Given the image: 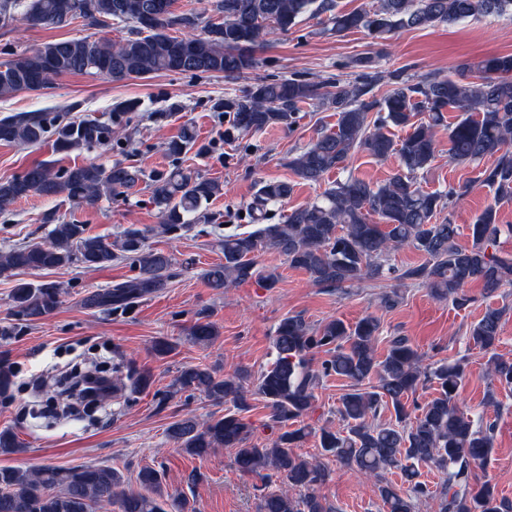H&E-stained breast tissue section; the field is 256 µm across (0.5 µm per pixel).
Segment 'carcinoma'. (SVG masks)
Masks as SVG:
<instances>
[{
  "instance_id": "1",
  "label": "carcinoma",
  "mask_w": 512,
  "mask_h": 512,
  "mask_svg": "<svg viewBox=\"0 0 512 512\" xmlns=\"http://www.w3.org/2000/svg\"><path fill=\"white\" fill-rule=\"evenodd\" d=\"M176 0H0V22L21 15L31 25L66 27L80 19L89 26L109 27L128 22L134 36L113 46L90 36L46 43L0 61V96L40 91L56 77L86 73L108 80L142 77L155 72L222 74L238 78L254 68L253 47L275 30L286 31L306 13L324 14L327 30L338 35L365 30L377 38L397 29H424L469 18L512 14V0H380L374 11L336 10L335 0H211L214 17L202 21L194 11L176 12ZM202 28L193 37L178 36L180 28ZM477 80L432 77L403 84L382 99L368 97L372 83H326L309 79L262 81L242 94L224 96L223 109L235 131L263 132L277 124L294 126L302 106L321 99L336 109V128L293 155L288 167L300 180L319 183L333 170H342L354 151L377 160L398 157L399 169L381 184L349 175L325 190L313 202L296 207L281 223L268 222V206L284 201L294 184H262L251 206V231L224 235V261L203 270L202 278L215 289L229 288L253 278L271 288L278 277L257 266V255L275 251L304 271L315 286L343 289L364 279L392 280L400 285L422 284L458 308L470 297L465 287L482 283L487 294L512 282V254L498 250L502 232L498 206L512 201V55H493L479 61ZM139 101L127 100L106 118L63 122L44 110L16 112L0 118V142L36 146L49 137L57 153L112 147V125L138 110ZM421 112L428 119H418ZM457 113L448 124V157L458 164L493 163L478 169L476 180L494 188L495 200L469 225L472 243H456L459 227L435 222L448 201L458 196L428 192L418 173L436 157L435 127L445 113ZM406 135L394 140L389 127ZM207 152L194 132L185 128L168 143V155L177 161L192 148ZM150 190L166 232L190 228L191 220L205 221L204 204L219 196L221 184L194 175L176 165L166 172L147 173L116 161L109 166L89 163L56 170L42 162L23 173L0 180V208L32 193L74 205L92 206L135 189ZM45 240L16 245L0 252V278L18 270H56L73 265L101 268L131 256L139 277L87 299L112 309L125 308L139 295L159 291L176 276L172 259L146 248L145 230L129 227L112 244L88 232L87 225L69 222L52 213ZM409 248L425 261L408 268L390 263L392 251ZM53 283H19L11 302L16 314L34 322L58 305ZM504 309L488 307L469 330L468 340L488 355L485 374L487 402L499 408L495 388L512 389V358L496 352ZM380 319L369 315L355 324L341 319L314 331L299 315L288 316L273 337L276 358L256 379L246 373L222 376L201 365L186 366L171 384L172 393L203 392L225 405L224 416L200 425L192 417L174 422L169 437L186 452L203 457L214 448H231L240 471L262 474L267 484H279L262 496L259 512H334L318 493L330 478L328 465L295 452L310 435L318 437L319 455L332 458L357 476L378 483L384 512H414L421 499L434 498L439 512H512V500L476 468L493 452L496 421L457 406L465 365L439 360L424 363V355L406 336L388 339L384 359L376 355ZM190 336L208 343L216 336L213 324L197 322ZM324 352L320 367L312 356ZM336 375L348 389L336 406L338 425L314 431L304 424L313 411L320 379ZM116 383L124 378L145 387L149 377L137 374L124 360L112 364ZM13 370L0 359V396H8ZM270 408L277 434L268 445L251 444L247 412L248 385ZM434 390L419 402L417 393ZM384 408L386 423L373 424ZM24 451L17 434L0 430V455ZM436 471L432 487L420 479L418 465ZM397 473L407 490L388 480ZM137 488L125 489L122 473L110 466L32 469L0 467V512H99L119 503L120 512H167L163 475L146 466L136 477Z\"/></svg>"
}]
</instances>
